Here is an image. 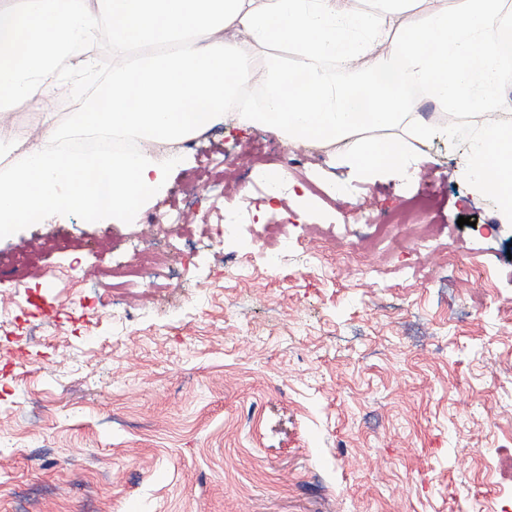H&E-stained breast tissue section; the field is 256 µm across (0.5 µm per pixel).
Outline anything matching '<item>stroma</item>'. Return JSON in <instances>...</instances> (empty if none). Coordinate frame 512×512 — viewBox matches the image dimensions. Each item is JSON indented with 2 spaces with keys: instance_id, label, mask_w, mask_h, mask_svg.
<instances>
[{
  "instance_id": "35a3bbf8",
  "label": "stroma",
  "mask_w": 512,
  "mask_h": 512,
  "mask_svg": "<svg viewBox=\"0 0 512 512\" xmlns=\"http://www.w3.org/2000/svg\"><path fill=\"white\" fill-rule=\"evenodd\" d=\"M284 148L222 129L133 216L59 207L0 234V512H512V224L462 175L457 136L410 144L418 180L304 145L282 201L225 244L184 246L174 276L129 289V318L104 314L107 269L157 241L155 216L210 160ZM422 192L440 238L416 245L405 225L406 249L361 255ZM274 222L318 266L267 269ZM33 251L51 287L12 276Z\"/></svg>"
}]
</instances>
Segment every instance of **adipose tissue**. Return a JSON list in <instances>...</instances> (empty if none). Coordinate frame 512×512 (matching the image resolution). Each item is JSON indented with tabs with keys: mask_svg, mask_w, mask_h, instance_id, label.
<instances>
[{
	"mask_svg": "<svg viewBox=\"0 0 512 512\" xmlns=\"http://www.w3.org/2000/svg\"><path fill=\"white\" fill-rule=\"evenodd\" d=\"M358 12L349 0H15L0 8V112L24 103L40 112L43 138L32 144L14 177L0 181V223L23 210L108 201L112 211L134 205L161 185L160 167L146 149L137 156L86 159L47 151L58 134L47 100L77 103L87 128L135 132L146 148L178 142L223 122L228 101L253 73L267 47L260 108L242 107L240 123L309 144L345 143L344 160L364 171L399 170L408 141L439 135L412 110L408 87L438 109L475 124L470 170L477 191L494 196L512 217V100L502 78L512 70L506 33L512 15L504 0H379ZM112 43H178L134 68L113 69L108 103L83 101L81 84L94 61L86 51L102 19ZM366 67L357 82H336L333 60ZM403 127L400 139L360 138L359 124Z\"/></svg>",
	"mask_w": 512,
	"mask_h": 512,
	"instance_id": "obj_1",
	"label": "adipose tissue"
}]
</instances>
